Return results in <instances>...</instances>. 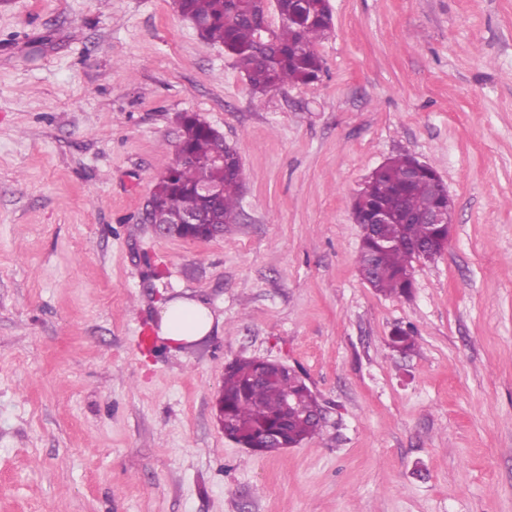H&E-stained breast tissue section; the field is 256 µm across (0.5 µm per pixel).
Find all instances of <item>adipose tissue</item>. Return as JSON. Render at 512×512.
Instances as JSON below:
<instances>
[{"mask_svg":"<svg viewBox=\"0 0 512 512\" xmlns=\"http://www.w3.org/2000/svg\"><path fill=\"white\" fill-rule=\"evenodd\" d=\"M213 325L214 317L204 304L189 297H179L162 304L158 334L176 349L202 340Z\"/></svg>","mask_w":512,"mask_h":512,"instance_id":"ef3b65f1","label":"adipose tissue"}]
</instances>
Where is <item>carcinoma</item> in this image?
<instances>
[{"mask_svg": "<svg viewBox=\"0 0 512 512\" xmlns=\"http://www.w3.org/2000/svg\"><path fill=\"white\" fill-rule=\"evenodd\" d=\"M180 15L199 23L201 36L224 48V54L247 76L253 99L261 101L267 93L291 84L314 83L323 72L317 43L332 25L325 0H279V25L269 38H260L264 20L262 0H174ZM183 152L194 162L168 169V176L157 182L150 197L151 220L159 225L175 224L188 212L207 208L219 230L236 223L244 173L233 160L224 135L194 115L182 117L180 140ZM227 158V173L216 170L211 161ZM409 156L397 154L378 167L365 181L357 201L361 211L376 206L420 213L435 199L433 177L416 181L405 176ZM224 178L222 197L210 204L198 193V187ZM386 235L400 245L380 250L369 242L361 245L356 264L362 279L386 296L407 297L412 288L414 261L420 259L414 246L437 233L429 224H388ZM257 362L239 358L224 368V433L239 439H251L263 453H275L283 444L268 443L265 434L281 421L285 392L298 394L301 412L288 418L286 436L300 443L319 434L317 421L322 407L308 386H296L291 379L280 382L254 381Z\"/></svg>", "mask_w": 512, "mask_h": 512, "instance_id": "cac0c4a2", "label": "carcinoma"}]
</instances>
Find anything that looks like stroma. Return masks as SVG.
Wrapping results in <instances>:
<instances>
[{"label": "stroma", "instance_id": "35a3bbf8", "mask_svg": "<svg viewBox=\"0 0 512 512\" xmlns=\"http://www.w3.org/2000/svg\"><path fill=\"white\" fill-rule=\"evenodd\" d=\"M330 4L320 80L258 103L172 0H0V512H512V0ZM186 112L245 173L207 241L142 221ZM401 151L455 205L407 298L351 212ZM176 296L214 327L174 351ZM240 356L306 377L320 434L228 440Z\"/></svg>", "mask_w": 512, "mask_h": 512}]
</instances>
